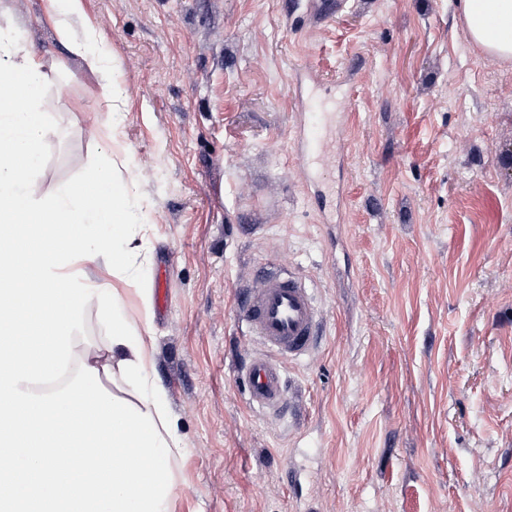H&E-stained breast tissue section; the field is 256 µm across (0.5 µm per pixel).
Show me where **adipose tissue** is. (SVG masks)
<instances>
[{"label":"adipose tissue","instance_id":"ef3b65f1","mask_svg":"<svg viewBox=\"0 0 512 512\" xmlns=\"http://www.w3.org/2000/svg\"><path fill=\"white\" fill-rule=\"evenodd\" d=\"M70 57L106 76V96L120 100L112 81L116 61L92 27L75 34L70 18L82 0H47ZM470 39L502 59L512 58V0H460ZM25 107L9 108L14 86ZM57 107L44 90L42 61L19 31L0 25V512H169L176 483L171 467L180 438L165 408L164 391L151 380V355L140 329L111 284L90 280L88 264L111 257L112 274L130 277L134 251L124 226L140 223L133 175L94 170L54 195L34 178L49 118ZM107 314L111 344L106 364L78 362L82 314L92 301ZM121 369L136 393L119 398L103 381ZM78 443L64 456L56 439Z\"/></svg>","mask_w":512,"mask_h":512}]
</instances>
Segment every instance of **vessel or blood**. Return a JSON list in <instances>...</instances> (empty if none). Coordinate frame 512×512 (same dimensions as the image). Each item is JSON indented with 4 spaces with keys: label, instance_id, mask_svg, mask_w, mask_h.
<instances>
[{
    "label": "vessel or blood",
    "instance_id": "b4317fda",
    "mask_svg": "<svg viewBox=\"0 0 512 512\" xmlns=\"http://www.w3.org/2000/svg\"><path fill=\"white\" fill-rule=\"evenodd\" d=\"M295 105L293 169L301 176L310 171L326 174L330 163L345 159L348 150V116L351 97L338 101V112L311 113L313 98L303 83L291 86ZM242 319L248 335L264 344L244 373L252 406L279 413L286 401L282 358H298L309 352L321 325L315 297L304 279L294 274L268 272L248 289Z\"/></svg>",
    "mask_w": 512,
    "mask_h": 512
}]
</instances>
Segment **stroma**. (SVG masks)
<instances>
[{"label": "stroma", "mask_w": 512, "mask_h": 512, "mask_svg": "<svg viewBox=\"0 0 512 512\" xmlns=\"http://www.w3.org/2000/svg\"><path fill=\"white\" fill-rule=\"evenodd\" d=\"M84 0L125 106L67 55L44 0H0L58 97L36 179L46 195L128 156L143 221L135 280L150 376L183 452L172 512H512V59L466 34L459 0ZM351 72L359 119L334 170L345 208L291 170L295 68ZM305 277L323 313L283 366L292 415L253 408L240 365L264 352L241 295ZM77 357L105 355L90 303Z\"/></svg>", "instance_id": "1"}]
</instances>
